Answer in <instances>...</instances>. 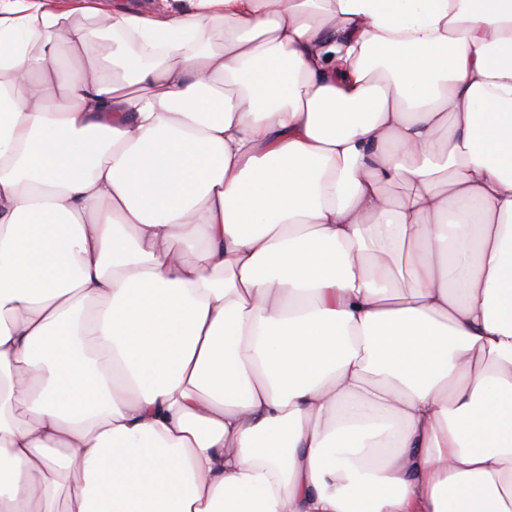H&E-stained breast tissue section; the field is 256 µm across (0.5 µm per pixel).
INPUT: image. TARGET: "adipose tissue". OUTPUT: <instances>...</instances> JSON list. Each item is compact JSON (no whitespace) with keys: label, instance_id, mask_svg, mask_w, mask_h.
<instances>
[{"label":"adipose tissue","instance_id":"adipose-tissue-1","mask_svg":"<svg viewBox=\"0 0 512 512\" xmlns=\"http://www.w3.org/2000/svg\"><path fill=\"white\" fill-rule=\"evenodd\" d=\"M0 512H512V0H0Z\"/></svg>","mask_w":512,"mask_h":512}]
</instances>
